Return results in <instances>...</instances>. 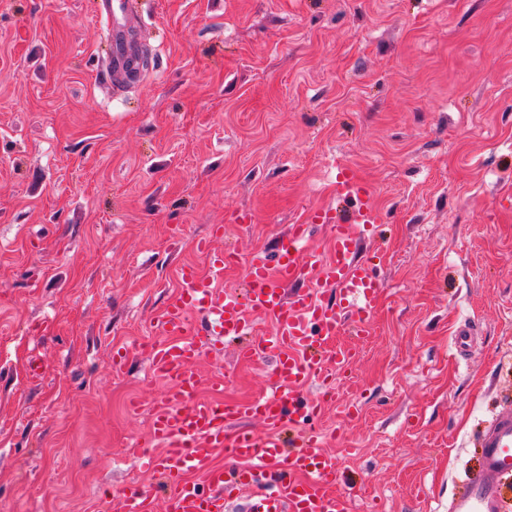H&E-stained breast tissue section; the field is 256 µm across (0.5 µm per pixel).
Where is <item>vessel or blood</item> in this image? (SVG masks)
I'll return each mask as SVG.
<instances>
[{
	"mask_svg": "<svg viewBox=\"0 0 512 512\" xmlns=\"http://www.w3.org/2000/svg\"><path fill=\"white\" fill-rule=\"evenodd\" d=\"M336 195L352 201V212L315 209L309 223L289 225L275 258L255 253L246 263L243 290L221 285L232 250L213 254L208 273L191 266L180 271L181 286L154 316L157 340L149 343L151 372L168 387L151 408L149 440L161 456H145L158 473L167 512H224L228 502L251 490L246 512H350L339 492L338 461L322 452L321 436L309 418L321 416L322 398L301 397L317 382L353 378L356 351L336 346L337 336H366L381 288L361 241L378 229L379 216L366 181L350 170L336 178ZM332 234L329 257L302 255L312 225ZM270 317L272 332L254 335L252 315ZM244 338L241 358L272 364L270 392L226 403L218 395L223 377L213 381L214 398H199L196 363L218 356L225 338ZM267 428L265 437L245 429L250 420ZM230 463L213 464L217 451ZM512 476V414L499 416L480 442V465L462 484L448 512H502V480ZM104 512H154L155 500L138 490L120 498L104 496Z\"/></svg>",
	"mask_w": 512,
	"mask_h": 512,
	"instance_id": "vessel-or-blood-1",
	"label": "vessel or blood"
}]
</instances>
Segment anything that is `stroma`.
<instances>
[{
    "instance_id": "stroma-1",
    "label": "stroma",
    "mask_w": 512,
    "mask_h": 512,
    "mask_svg": "<svg viewBox=\"0 0 512 512\" xmlns=\"http://www.w3.org/2000/svg\"><path fill=\"white\" fill-rule=\"evenodd\" d=\"M132 6L133 81L98 0H0V512L152 491L130 445L165 384L141 343L180 268L273 253L344 168L384 218L363 242L384 285L316 428L351 512H448L512 413V0ZM238 349L201 359V396L270 389Z\"/></svg>"
}]
</instances>
